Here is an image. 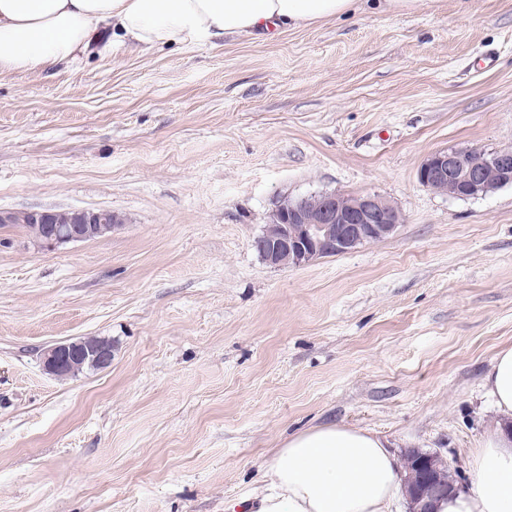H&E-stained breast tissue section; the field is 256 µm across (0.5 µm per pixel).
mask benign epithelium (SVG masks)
<instances>
[{
	"mask_svg": "<svg viewBox=\"0 0 512 512\" xmlns=\"http://www.w3.org/2000/svg\"><path fill=\"white\" fill-rule=\"evenodd\" d=\"M418 178L444 195L486 196L512 184V147L482 152L439 150L424 160ZM402 222L400 209L376 193L324 192L300 199L284 196L268 214L253 247L273 267H300L324 256L349 253L369 241H381ZM16 223L39 225L38 245L55 248L94 239L121 220L109 210L0 211V224ZM77 361L104 370L112 365V352L93 341L82 346L61 341L42 353L43 370L57 378ZM458 491L459 486L437 484L426 474L415 489L411 512H433L437 500Z\"/></svg>",
	"mask_w": 512,
	"mask_h": 512,
	"instance_id": "1",
	"label": "benign epithelium"
}]
</instances>
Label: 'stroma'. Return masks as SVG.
Returning <instances> with one entry per match:
<instances>
[{
  "label": "stroma",
  "mask_w": 512,
  "mask_h": 512,
  "mask_svg": "<svg viewBox=\"0 0 512 512\" xmlns=\"http://www.w3.org/2000/svg\"><path fill=\"white\" fill-rule=\"evenodd\" d=\"M512 146V0H420L266 41L147 51L104 33L0 75V209H106L46 249L0 227V512H224L288 435L468 451L512 346V186L454 199L429 154ZM380 194L386 239L302 267L252 247L275 200ZM112 364L58 379L60 341ZM77 361H89L98 369L104 370L112 364V352L93 341L82 346L61 341L49 346L42 353L43 370L57 378H64L63 371Z\"/></svg>",
  "instance_id": "obj_1"
}]
</instances>
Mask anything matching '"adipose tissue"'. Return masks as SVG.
<instances>
[{
	"label": "adipose tissue",
	"instance_id": "adipose-tissue-1",
	"mask_svg": "<svg viewBox=\"0 0 512 512\" xmlns=\"http://www.w3.org/2000/svg\"><path fill=\"white\" fill-rule=\"evenodd\" d=\"M418 0H0V74L55 73L94 46L103 26L139 50L260 39L367 9L411 12ZM495 425L470 449L469 492L438 512H512V346L486 376ZM402 473L389 442L369 430L325 424L289 436L261 484L224 512H389Z\"/></svg>",
	"mask_w": 512,
	"mask_h": 512
}]
</instances>
